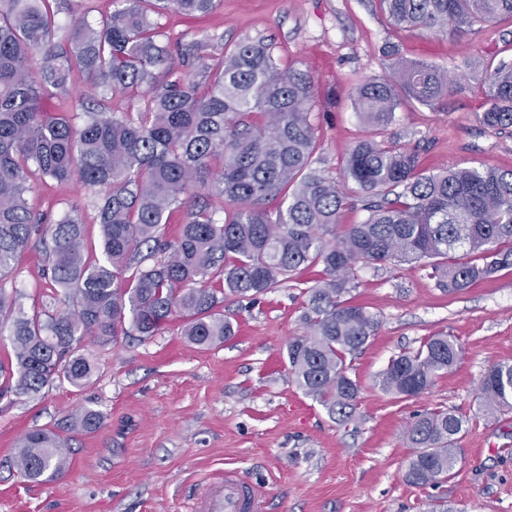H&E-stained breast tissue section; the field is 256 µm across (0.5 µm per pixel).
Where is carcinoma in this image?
<instances>
[{"label":"carcinoma","mask_w":512,"mask_h":512,"mask_svg":"<svg viewBox=\"0 0 512 512\" xmlns=\"http://www.w3.org/2000/svg\"><path fill=\"white\" fill-rule=\"evenodd\" d=\"M218 0H114L92 25L83 0H0V275L12 270L33 237L43 241L44 275L61 289L63 307L29 313L19 292L0 289V335L15 362L0 363V398L34 396L63 379L86 384L93 374L79 345H106L132 332L151 337L176 316L189 342L210 347L235 335L224 318V291L252 297L309 266L322 277L306 288L302 336L288 341L291 381L334 421L356 419L359 384L347 359L361 352L378 319L347 295L355 267L386 263L431 269L439 287L464 291L512 270V171L464 167L424 172L420 154L369 136L348 152L343 177L312 166L318 103L311 72L282 68L274 47L245 40L206 63L209 36L187 44L161 40L153 16L172 7L208 14ZM391 24L418 33H464L476 24L512 19V0H378ZM71 17L63 40L56 17ZM388 74L352 90L356 113L374 131L396 121L403 105L435 108L465 90L462 76L397 46L386 51ZM200 61L198 69L185 60ZM86 76L91 102L73 97L74 74ZM120 94L129 106L112 107ZM57 99L52 110L44 99ZM478 123L512 131V64L487 67ZM76 180L91 195L102 259L86 255L83 208L73 204L55 223L35 214L32 176ZM224 201L218 219L205 199ZM279 200L274 211L265 208ZM184 208L174 236L171 207ZM345 209L360 221L336 232ZM452 336L428 337L393 356L375 385L397 398L418 397L462 356ZM484 415L512 409V364L495 363L479 383ZM102 415L86 408L73 426L90 432ZM464 421L427 409L407 423L413 448L405 479L417 486L448 480ZM67 440L40 428L18 442L11 466L31 483L47 482L69 464Z\"/></svg>","instance_id":"1"}]
</instances>
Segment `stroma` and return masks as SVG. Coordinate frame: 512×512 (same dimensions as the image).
<instances>
[{"mask_svg": "<svg viewBox=\"0 0 512 512\" xmlns=\"http://www.w3.org/2000/svg\"><path fill=\"white\" fill-rule=\"evenodd\" d=\"M164 34L184 43L209 35L211 59L245 39L271 42L281 66L313 73L321 96L311 114L318 134L314 167L340 178L346 153L369 136L350 95L365 78L385 73L388 46L449 70L464 68V92L437 108L399 111L381 137L419 151L424 167L512 169V135L484 130L480 62L512 63V19L463 34L419 36L395 30L377 0H221L190 19L158 16ZM78 182L50 188L34 182L29 203L59 219L70 204L86 205ZM31 243L11 273L6 293L21 292L27 309L55 311ZM302 269L257 298L229 296L224 314L232 339L203 348L173 320L159 334L124 336L80 351L96 365L80 387L63 380L36 397L0 399V512H189L192 494L220 468H235L260 486L272 512H512V413L487 421L478 383L488 366L512 363V271L457 293L437 287L429 268L357 267L356 301L373 313L376 336L351 360L360 385L355 421L338 424L291 383L286 347L306 331L301 321L307 282ZM445 333L463 348L458 365L417 398L396 399L374 384L389 359ZM103 415L93 432L71 431L70 466L34 485L8 465L18 439L37 428L68 429L82 408ZM441 408L467 419L457 463L447 482L416 486L404 479L412 453L403 429L420 411Z\"/></svg>", "mask_w": 512, "mask_h": 512, "instance_id": "obj_1", "label": "stroma"}]
</instances>
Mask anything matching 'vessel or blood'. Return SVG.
<instances>
[{
	"label": "vessel or blood",
	"mask_w": 512,
	"mask_h": 512,
	"mask_svg": "<svg viewBox=\"0 0 512 512\" xmlns=\"http://www.w3.org/2000/svg\"><path fill=\"white\" fill-rule=\"evenodd\" d=\"M265 494L227 469L204 484L194 505L195 512H267Z\"/></svg>",
	"instance_id": "vessel-or-blood-1"
}]
</instances>
